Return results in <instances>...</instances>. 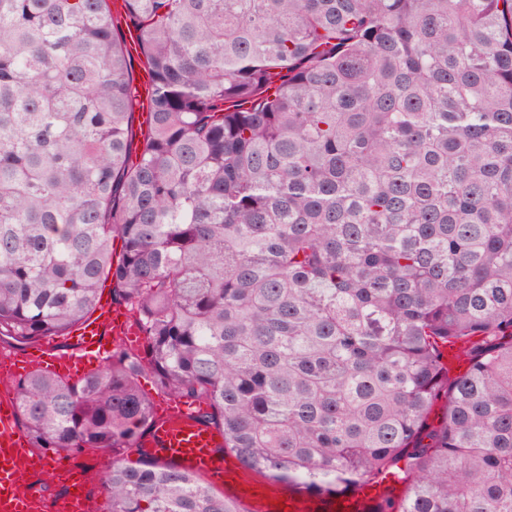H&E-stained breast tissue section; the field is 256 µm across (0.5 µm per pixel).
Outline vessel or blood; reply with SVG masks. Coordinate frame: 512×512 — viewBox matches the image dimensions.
<instances>
[{
    "instance_id": "vessel-or-blood-1",
    "label": "vessel or blood",
    "mask_w": 512,
    "mask_h": 512,
    "mask_svg": "<svg viewBox=\"0 0 512 512\" xmlns=\"http://www.w3.org/2000/svg\"><path fill=\"white\" fill-rule=\"evenodd\" d=\"M136 334L127 312L105 300L99 303L94 316L72 329L66 352L51 353L40 343L26 353L23 361L31 371L49 362L56 374L74 376L85 361L101 357L106 336L129 340ZM201 412L198 405L164 399L142 448L219 482L227 474L220 451L223 437L215 428L200 422ZM31 454L30 444L17 425L14 404L7 399L0 401V512H30V498L15 474L22 459ZM402 482L398 474L384 472L362 483L356 491L324 502L303 493L283 496L265 485L247 482L237 500L245 512H374L386 500L398 497Z\"/></svg>"
}]
</instances>
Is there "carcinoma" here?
<instances>
[{"instance_id":"carcinoma-1","label":"carcinoma","mask_w":512,"mask_h":512,"mask_svg":"<svg viewBox=\"0 0 512 512\" xmlns=\"http://www.w3.org/2000/svg\"><path fill=\"white\" fill-rule=\"evenodd\" d=\"M110 2L0 0V337L69 335L108 281L145 336L14 381L30 446L111 451L109 512H243L125 463L148 372L302 493L403 461L376 512H512V0H123L135 156Z\"/></svg>"}]
</instances>
